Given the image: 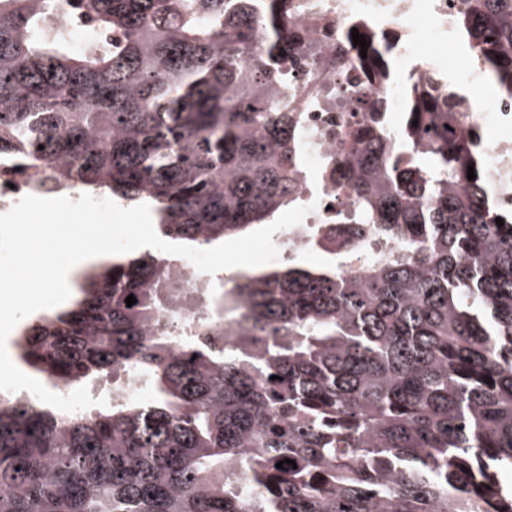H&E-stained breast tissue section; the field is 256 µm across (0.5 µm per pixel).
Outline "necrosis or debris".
<instances>
[{
  "label": "necrosis or debris",
  "instance_id": "4bbe7bcc",
  "mask_svg": "<svg viewBox=\"0 0 512 512\" xmlns=\"http://www.w3.org/2000/svg\"><path fill=\"white\" fill-rule=\"evenodd\" d=\"M459 0H288L290 28L313 46L310 59L289 62L280 97L296 119L302 178L298 205L308 207L303 222L284 229L273 241L280 258L316 251L312 234L352 212L357 197L348 181L353 142L373 130L406 142L402 118L411 92L425 90L461 105L460 121L473 133L485 188L495 205L512 212V93L492 88L490 72L472 57L459 27ZM430 18L440 37L452 39L466 58L455 80H448L441 58L424 53L418 24ZM367 33L390 62L389 80L369 88L375 113L361 111L346 88L362 80L343 36ZM49 169L29 167L14 174L0 160V213L26 195L52 197Z\"/></svg>",
  "mask_w": 512,
  "mask_h": 512
}]
</instances>
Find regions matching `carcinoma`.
<instances>
[{
  "mask_svg": "<svg viewBox=\"0 0 512 512\" xmlns=\"http://www.w3.org/2000/svg\"><path fill=\"white\" fill-rule=\"evenodd\" d=\"M460 3L511 88L512 0ZM288 24V0H0V156L58 193L149 202L169 239L231 240L296 201L279 84L310 46ZM458 111L430 93L406 114L420 183L359 141V216L321 266L200 277V302L151 253L79 274L19 358L57 388L131 374L152 397L82 415L1 394L0 512H512V218ZM365 225L401 247L353 264ZM190 306L221 342L152 329Z\"/></svg>",
  "mask_w": 512,
  "mask_h": 512,
  "instance_id": "obj_1",
  "label": "carcinoma"
}]
</instances>
